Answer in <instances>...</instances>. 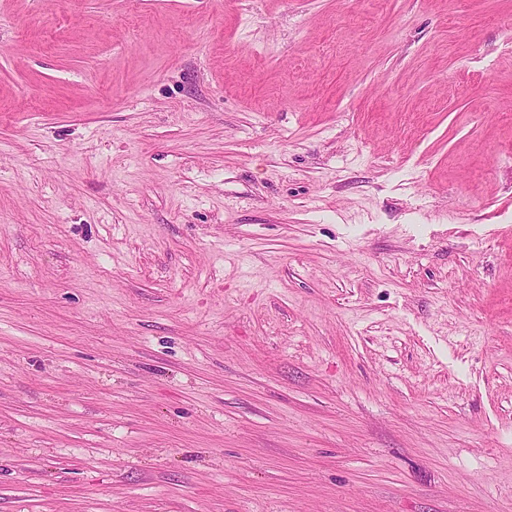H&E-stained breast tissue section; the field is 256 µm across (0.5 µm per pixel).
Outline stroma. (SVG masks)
I'll return each instance as SVG.
<instances>
[{"mask_svg":"<svg viewBox=\"0 0 512 512\" xmlns=\"http://www.w3.org/2000/svg\"><path fill=\"white\" fill-rule=\"evenodd\" d=\"M0 512H512V0H0Z\"/></svg>","mask_w":512,"mask_h":512,"instance_id":"1","label":"stroma"}]
</instances>
